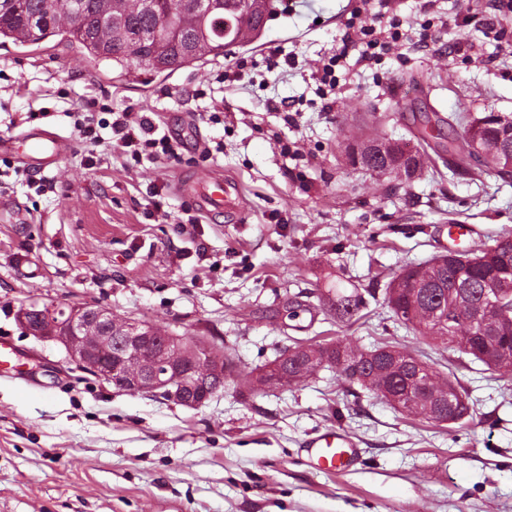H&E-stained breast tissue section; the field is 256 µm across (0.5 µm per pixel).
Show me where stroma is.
Instances as JSON below:
<instances>
[{
  "label": "stroma",
  "instance_id": "stroma-1",
  "mask_svg": "<svg viewBox=\"0 0 512 512\" xmlns=\"http://www.w3.org/2000/svg\"><path fill=\"white\" fill-rule=\"evenodd\" d=\"M407 18L406 40L369 66L350 65L325 109L318 71L341 47L359 6ZM257 42L169 77L112 78L60 39L0 46V140L41 126L73 135L72 102L111 96L160 114L163 132L192 125L177 158L123 167L83 162L74 143L44 176L43 193L0 151V337L20 356L0 376V512H512V375L457 352L430 351L477 415L464 429L405 416L369 394L347 395L335 370L265 394L228 388L190 409L129 395L74 370L64 348L29 335L31 304L95 302L123 318L218 336L241 365L260 368L288 340L383 341L421 349L390 316L384 290L399 268L442 251L448 225L476 246L512 234V180L463 174L434 158L404 185L351 165L348 142L410 139L398 105L419 78L427 101L451 112L512 113V6L502 0H279ZM240 71L217 83V74ZM222 104L219 121L209 114ZM211 168L236 179L243 223L181 222L176 178ZM29 221L17 223L11 208ZM358 288L367 323L300 316L297 330L258 318L287 294L311 303L330 284ZM353 437L358 464L323 473L306 440Z\"/></svg>",
  "mask_w": 512,
  "mask_h": 512
}]
</instances>
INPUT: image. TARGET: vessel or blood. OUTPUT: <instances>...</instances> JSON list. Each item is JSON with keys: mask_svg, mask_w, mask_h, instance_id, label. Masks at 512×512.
I'll return each instance as SVG.
<instances>
[{"mask_svg": "<svg viewBox=\"0 0 512 512\" xmlns=\"http://www.w3.org/2000/svg\"><path fill=\"white\" fill-rule=\"evenodd\" d=\"M14 141L20 146L14 154L15 160L26 168L41 171L59 166L72 145L68 136L40 127L23 129ZM176 189L207 218L226 215L239 220L243 217L239 184L223 174L202 169L191 179L179 180ZM305 454L312 467L330 473L352 468L359 458L356 442L339 430L310 438L305 444Z\"/></svg>", "mask_w": 512, "mask_h": 512, "instance_id": "1", "label": "vessel or blood"}]
</instances>
